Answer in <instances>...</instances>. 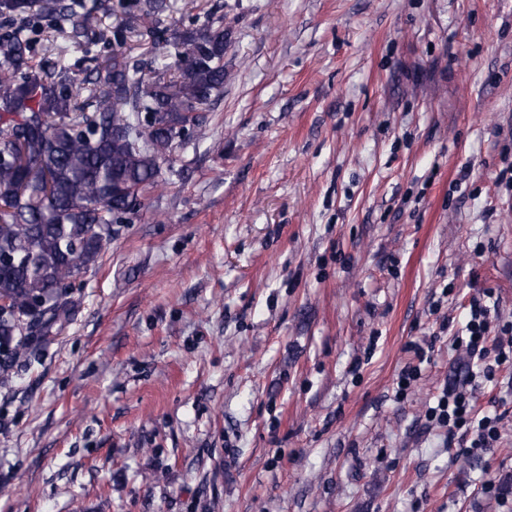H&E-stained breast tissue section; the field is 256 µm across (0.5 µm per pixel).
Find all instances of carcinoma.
Segmentation results:
<instances>
[{
  "label": "carcinoma",
  "instance_id": "1",
  "mask_svg": "<svg viewBox=\"0 0 512 512\" xmlns=\"http://www.w3.org/2000/svg\"><path fill=\"white\" fill-rule=\"evenodd\" d=\"M167 0H113L122 34L148 36L144 62L112 53L103 72L75 79L62 42L48 69L29 63L44 18L76 23L85 0H0V384L70 322L75 283L157 186L174 146L204 134L224 95L230 28L213 21L160 27Z\"/></svg>",
  "mask_w": 512,
  "mask_h": 512
}]
</instances>
